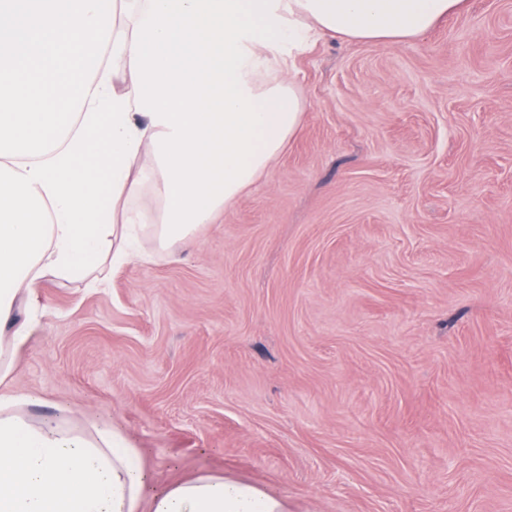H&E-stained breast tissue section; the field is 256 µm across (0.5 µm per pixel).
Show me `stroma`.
<instances>
[{"label": "stroma", "mask_w": 512, "mask_h": 512, "mask_svg": "<svg viewBox=\"0 0 512 512\" xmlns=\"http://www.w3.org/2000/svg\"><path fill=\"white\" fill-rule=\"evenodd\" d=\"M215 223L106 283L49 277L12 392L109 422L166 483L290 512H512V0L394 45L326 38Z\"/></svg>", "instance_id": "obj_1"}]
</instances>
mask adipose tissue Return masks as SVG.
<instances>
[{"instance_id": "obj_1", "label": "adipose tissue", "mask_w": 512, "mask_h": 512, "mask_svg": "<svg viewBox=\"0 0 512 512\" xmlns=\"http://www.w3.org/2000/svg\"><path fill=\"white\" fill-rule=\"evenodd\" d=\"M464 0H0V383L46 276L102 280L166 249L269 169L306 104L288 63L325 37L397 44ZM151 189L157 216L130 207ZM0 392V512H289L229 476L161 483L107 424Z\"/></svg>"}]
</instances>
